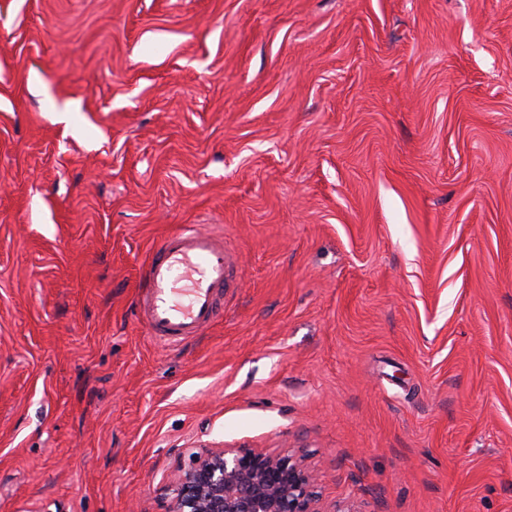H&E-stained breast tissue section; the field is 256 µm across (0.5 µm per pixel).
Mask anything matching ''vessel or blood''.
I'll return each instance as SVG.
<instances>
[{
    "label": "vessel or blood",
    "mask_w": 512,
    "mask_h": 512,
    "mask_svg": "<svg viewBox=\"0 0 512 512\" xmlns=\"http://www.w3.org/2000/svg\"><path fill=\"white\" fill-rule=\"evenodd\" d=\"M236 285L223 238L187 226L168 234L151 257L138 284L137 315L153 337L176 345L214 324Z\"/></svg>",
    "instance_id": "vessel-or-blood-1"
}]
</instances>
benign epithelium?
<instances>
[{
  "label": "benign epithelium",
  "mask_w": 512,
  "mask_h": 512,
  "mask_svg": "<svg viewBox=\"0 0 512 512\" xmlns=\"http://www.w3.org/2000/svg\"><path fill=\"white\" fill-rule=\"evenodd\" d=\"M316 480L291 455L203 447L174 470L162 512H327Z\"/></svg>",
  "instance_id": "7a95c632"
}]
</instances>
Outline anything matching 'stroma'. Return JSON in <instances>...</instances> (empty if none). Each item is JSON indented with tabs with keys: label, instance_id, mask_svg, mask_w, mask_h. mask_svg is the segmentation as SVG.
<instances>
[{
	"label": "stroma",
	"instance_id": "obj_1",
	"mask_svg": "<svg viewBox=\"0 0 512 512\" xmlns=\"http://www.w3.org/2000/svg\"><path fill=\"white\" fill-rule=\"evenodd\" d=\"M191 224L239 286L170 346ZM203 446L512 512V0H0V512H157ZM235 267L224 239L211 230L191 225L168 234L139 281L138 319L169 345L200 336L224 314V293L237 285Z\"/></svg>",
	"mask_w": 512,
	"mask_h": 512
}]
</instances>
